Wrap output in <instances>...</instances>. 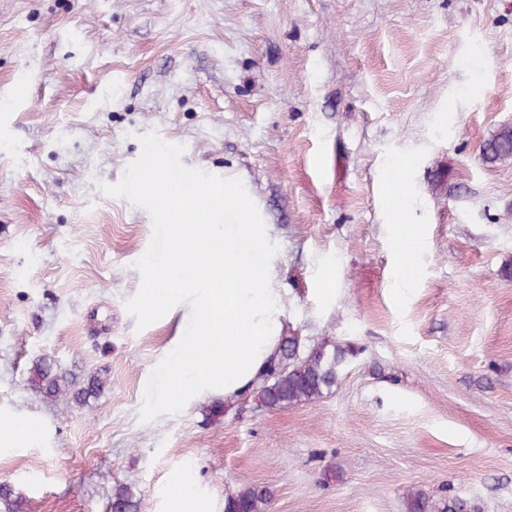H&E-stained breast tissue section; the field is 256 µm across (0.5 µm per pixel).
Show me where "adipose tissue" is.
<instances>
[{
	"label": "adipose tissue",
	"instance_id": "ef3b65f1",
	"mask_svg": "<svg viewBox=\"0 0 512 512\" xmlns=\"http://www.w3.org/2000/svg\"><path fill=\"white\" fill-rule=\"evenodd\" d=\"M164 210L178 226V240L159 276H149L144 294L151 302L190 292L197 295L204 343L187 341L179 350L195 381L174 376L171 391L186 397L194 385L233 397L248 389L278 350L285 319L273 266L253 265L249 255L213 243L200 234L197 219H210L209 203L190 208L183 194L169 189Z\"/></svg>",
	"mask_w": 512,
	"mask_h": 512
}]
</instances>
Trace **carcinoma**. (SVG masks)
I'll return each mask as SVG.
<instances>
[{"label":"carcinoma","mask_w":512,"mask_h":512,"mask_svg":"<svg viewBox=\"0 0 512 512\" xmlns=\"http://www.w3.org/2000/svg\"><path fill=\"white\" fill-rule=\"evenodd\" d=\"M483 156L489 164L512 160V126L500 127L485 141ZM356 355L355 346L349 342L324 339L304 351L300 340L284 335L276 357L257 379L259 387L253 400L261 407L283 408L321 399L340 384ZM29 385L54 401L84 405L103 391L106 381L97 372L78 376L43 356L30 368ZM25 503L12 485L0 483V505L5 512H25ZM405 508L406 512H479L476 505L462 498H435L420 490L407 494ZM110 509L140 512V499L131 486L117 485L112 489ZM224 512H274L273 494L266 487L244 486L225 498Z\"/></svg>","instance_id":"carcinoma-1"}]
</instances>
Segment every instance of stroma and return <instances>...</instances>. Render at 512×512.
<instances>
[{
    "label": "stroma",
    "mask_w": 512,
    "mask_h": 512,
    "mask_svg": "<svg viewBox=\"0 0 512 512\" xmlns=\"http://www.w3.org/2000/svg\"><path fill=\"white\" fill-rule=\"evenodd\" d=\"M512 0H0V481L27 512H192L258 484L276 512H404L409 490L512 512ZM154 132L240 179L279 250L285 330L359 354L326 397L192 398L139 418L188 304L125 303L149 213L103 187ZM420 242L400 282L387 176ZM101 372L51 403L33 360ZM483 156L489 164L512 160V126L500 127L485 141ZM110 509L112 512H139L140 499L131 486L116 485L112 489Z\"/></svg>",
    "instance_id": "stroma-1"
}]
</instances>
